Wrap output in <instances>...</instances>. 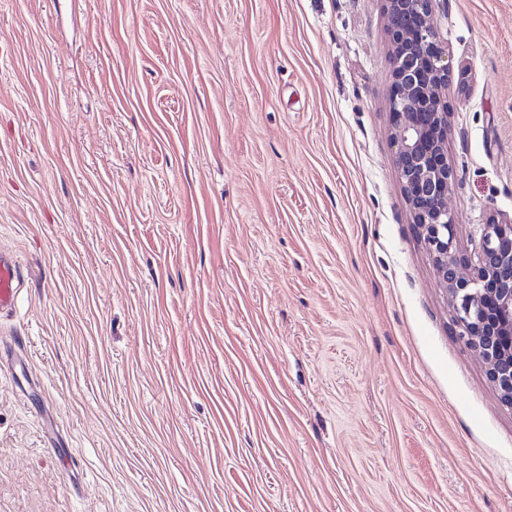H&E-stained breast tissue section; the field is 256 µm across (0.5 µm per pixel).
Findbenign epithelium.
<instances>
[{"label": "benign epithelium", "mask_w": 512, "mask_h": 512, "mask_svg": "<svg viewBox=\"0 0 512 512\" xmlns=\"http://www.w3.org/2000/svg\"><path fill=\"white\" fill-rule=\"evenodd\" d=\"M384 2L393 158L411 224L448 293L454 335L481 357L501 404L512 409V224L491 217L474 256L458 250L444 100L454 66L438 36L435 0Z\"/></svg>", "instance_id": "1"}]
</instances>
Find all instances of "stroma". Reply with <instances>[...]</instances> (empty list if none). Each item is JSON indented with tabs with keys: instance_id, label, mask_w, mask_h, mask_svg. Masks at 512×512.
<instances>
[{
	"instance_id": "35a3bbf8",
	"label": "stroma",
	"mask_w": 512,
	"mask_h": 512,
	"mask_svg": "<svg viewBox=\"0 0 512 512\" xmlns=\"http://www.w3.org/2000/svg\"><path fill=\"white\" fill-rule=\"evenodd\" d=\"M448 206L512 221V0H436ZM384 0H0V512H512L417 237ZM20 278L17 261L0 253V314L15 309Z\"/></svg>"
}]
</instances>
